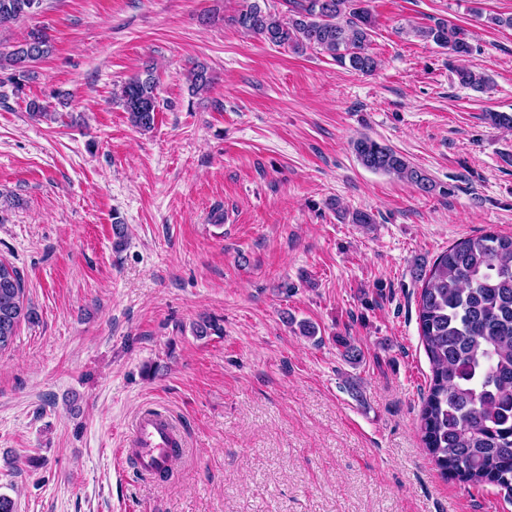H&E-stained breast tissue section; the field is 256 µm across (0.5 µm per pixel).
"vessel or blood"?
Listing matches in <instances>:
<instances>
[{"mask_svg":"<svg viewBox=\"0 0 512 512\" xmlns=\"http://www.w3.org/2000/svg\"><path fill=\"white\" fill-rule=\"evenodd\" d=\"M184 447L176 421L160 410L148 409L129 425L124 445L115 449L114 458L121 464L128 456H135L138 474L152 480L169 470Z\"/></svg>","mask_w":512,"mask_h":512,"instance_id":"1","label":"vessel or blood"}]
</instances>
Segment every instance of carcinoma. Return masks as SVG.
<instances>
[{
	"instance_id": "obj_1",
	"label": "carcinoma",
	"mask_w": 512,
	"mask_h": 512,
	"mask_svg": "<svg viewBox=\"0 0 512 512\" xmlns=\"http://www.w3.org/2000/svg\"><path fill=\"white\" fill-rule=\"evenodd\" d=\"M287 14L271 9L269 0H245L228 19L243 33L295 52L319 50L341 65L370 73L376 57L368 51L375 19L368 0H285ZM42 0H0V28L34 14ZM416 36L446 48L457 58L473 46L465 29L448 20L413 29ZM51 52L44 34L5 56L21 86L27 65ZM458 83L476 91L489 79L459 66ZM191 90L206 92L213 75L201 62L189 71ZM153 67L124 83L114 97L142 131L154 127L158 112ZM361 165L394 175L430 194L436 183L395 149L363 136L353 143ZM422 281L418 297L420 340L432 376L421 409L422 441L442 473L474 486H512V234L489 230L463 238L440 254L429 269L417 266ZM35 312L24 306L18 271L0 261V350L7 348L23 320Z\"/></svg>"
}]
</instances>
